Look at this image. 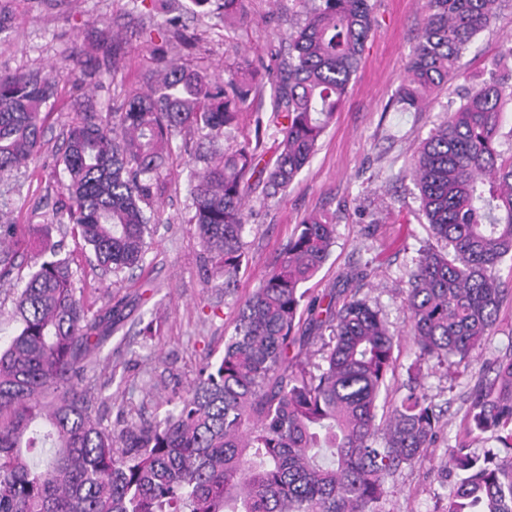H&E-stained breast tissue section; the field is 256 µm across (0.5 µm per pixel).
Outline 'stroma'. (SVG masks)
<instances>
[{
    "mask_svg": "<svg viewBox=\"0 0 512 512\" xmlns=\"http://www.w3.org/2000/svg\"><path fill=\"white\" fill-rule=\"evenodd\" d=\"M376 17L358 69L336 118L318 142L308 166L284 196L266 198L262 190L246 197L249 224L244 234L248 259L235 292L224 279L205 272V254L194 225L188 224V182L197 165L174 151L154 206L161 220L147 239L142 268L120 275L103 272L89 259L67 224L49 229L71 262L74 286L91 312L122 302L124 317L113 324L98 352L94 375L82 384L95 412L116 426L162 418L193 386L202 364L224 353L234 332L239 300L269 272L295 224L317 211L336 218V241L321 271L309 281L311 294L342 288L346 272L368 265L361 290L382 315L397 342L393 369L382 402L402 393L416 358L402 289L419 249L434 245L421 210L419 191L407 174L409 162L445 117L457 92L482 76L488 61L512 46V0H499L488 29L475 36L461 56L456 79L447 90L427 96L419 109L402 110L393 102L407 78V63L429 14L427 0H370ZM186 0L171 10L153 9L150 0H8L9 19L0 27V73L29 71L56 77L57 91L45 121L41 150L19 176L21 190L11 220L19 231L0 245L14 256L9 279L0 283V344L13 334L14 291L44 259L25 228L50 218L60 195L54 168L65 149L66 132L78 112H107L128 92H146L163 66L184 61L218 74L242 62L271 65L287 59L288 34L303 18L298 0H246L247 20L225 26L214 16L186 12ZM182 12L197 43L192 53L142 31L166 30L174 12ZM119 40L113 68L100 66V43ZM87 71L81 83L57 77L71 54ZM512 349V297L504 302L495 333L466 360L429 361L422 390L443 410L444 442L388 480L382 512H443L455 475L442 471L446 440L463 427L466 393L482 363Z\"/></svg>",
    "mask_w": 512,
    "mask_h": 512,
    "instance_id": "obj_1",
    "label": "stroma"
}]
</instances>
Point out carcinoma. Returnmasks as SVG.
Listing matches in <instances>:
<instances>
[{
  "label": "carcinoma",
  "instance_id": "carcinoma-1",
  "mask_svg": "<svg viewBox=\"0 0 512 512\" xmlns=\"http://www.w3.org/2000/svg\"><path fill=\"white\" fill-rule=\"evenodd\" d=\"M232 20L245 0H189ZM305 18L289 37L288 69L271 82L272 108L233 151L224 134L262 91L243 65L213 76L187 63L164 69L147 94L117 112H84L68 126L60 164L64 215L98 266H142L154 185L175 135L207 145L190 184L192 215L211 268L235 287L246 253L242 201L249 181L284 194L309 164L355 74L376 23L370 0H299ZM430 14L395 102L418 106L448 85L471 39L489 28L495 0H429ZM413 156L410 174L433 238L408 274L404 302L418 349L405 393L389 413L380 397L394 334L358 297L311 296L303 284L327 262L336 224L326 213L295 225L259 285L242 301L223 356L200 368L191 394L159 420L120 429L93 415L78 386L95 370L91 350L123 317L122 302L90 313L68 261L49 259L15 299L14 334L0 347V512H378L388 479L435 446V405L419 392L421 362L461 359L492 333L509 293L499 267L512 263V153L498 150L512 104V47L493 59ZM56 80L0 74V179L37 154ZM277 153L256 171L265 140ZM14 187L0 189V239ZM329 331L322 363L306 354ZM463 434L443 467L458 472L445 512H512V349L487 360L471 387ZM490 432L506 456H479L472 434ZM49 447L41 465L35 449Z\"/></svg>",
  "mask_w": 512,
  "mask_h": 512
}]
</instances>
